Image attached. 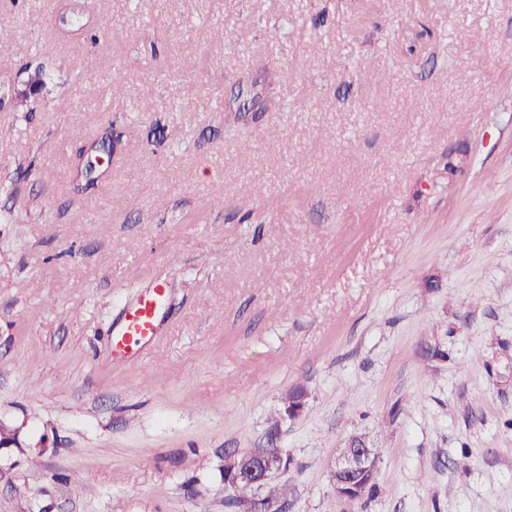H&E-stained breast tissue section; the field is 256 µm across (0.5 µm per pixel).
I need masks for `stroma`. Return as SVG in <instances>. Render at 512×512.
I'll return each mask as SVG.
<instances>
[{"label": "stroma", "mask_w": 512, "mask_h": 512, "mask_svg": "<svg viewBox=\"0 0 512 512\" xmlns=\"http://www.w3.org/2000/svg\"><path fill=\"white\" fill-rule=\"evenodd\" d=\"M0 420V512H226L243 448L288 456V512H512V0L0 9ZM100 139L92 143L90 146H81L76 152V158L81 165V172L84 173L86 183L84 189L93 188L97 182V178L91 177L88 171V160L92 158L94 153H100L102 150H108L112 154V128L108 126L103 130ZM167 297L164 282H159L152 293L141 296L129 307L118 330L112 329V344L126 349L155 336L158 328V313ZM375 449L368 446L362 439L348 441L340 448L332 467V480L336 495L344 500L353 501L357 498L363 485L375 475L372 465ZM372 482L363 491L361 498L373 487Z\"/></svg>", "instance_id": "35a3bbf8"}]
</instances>
